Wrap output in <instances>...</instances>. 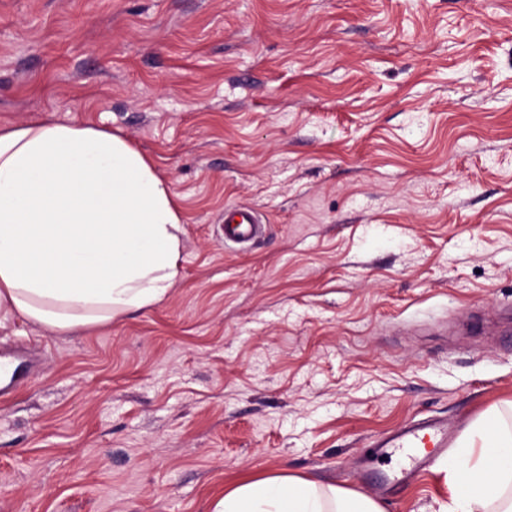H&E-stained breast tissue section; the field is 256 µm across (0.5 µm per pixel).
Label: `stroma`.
<instances>
[{"instance_id": "stroma-1", "label": "stroma", "mask_w": 512, "mask_h": 512, "mask_svg": "<svg viewBox=\"0 0 512 512\" xmlns=\"http://www.w3.org/2000/svg\"><path fill=\"white\" fill-rule=\"evenodd\" d=\"M112 130L184 228L163 301L43 351L0 399V512H212L283 473L385 512L405 424L512 402V0H0V126ZM265 230L224 244V211Z\"/></svg>"}]
</instances>
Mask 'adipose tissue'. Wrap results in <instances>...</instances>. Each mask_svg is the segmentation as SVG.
Wrapping results in <instances>:
<instances>
[{"label":"adipose tissue","instance_id":"ef3b65f1","mask_svg":"<svg viewBox=\"0 0 512 512\" xmlns=\"http://www.w3.org/2000/svg\"><path fill=\"white\" fill-rule=\"evenodd\" d=\"M183 227L168 180L124 137L33 121L0 127V317L54 334L161 302ZM455 512H512V419L495 409L448 459ZM212 512H385L374 499L270 474Z\"/></svg>","mask_w":512,"mask_h":512}]
</instances>
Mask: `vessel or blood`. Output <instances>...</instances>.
Returning <instances> with one entry per match:
<instances>
[{
    "label": "vessel or blood",
    "mask_w": 512,
    "mask_h": 512,
    "mask_svg": "<svg viewBox=\"0 0 512 512\" xmlns=\"http://www.w3.org/2000/svg\"><path fill=\"white\" fill-rule=\"evenodd\" d=\"M261 215L245 206H231L224 212V239L246 243L257 239L262 231ZM36 358L22 350H0V375L6 376L0 384V397L12 394L18 385L34 375ZM452 431L444 420L429 419L409 425L393 434L381 445L383 454H396L404 460L406 476L430 465L437 454L447 450Z\"/></svg>",
    "instance_id": "vessel-or-blood-1"
}]
</instances>
